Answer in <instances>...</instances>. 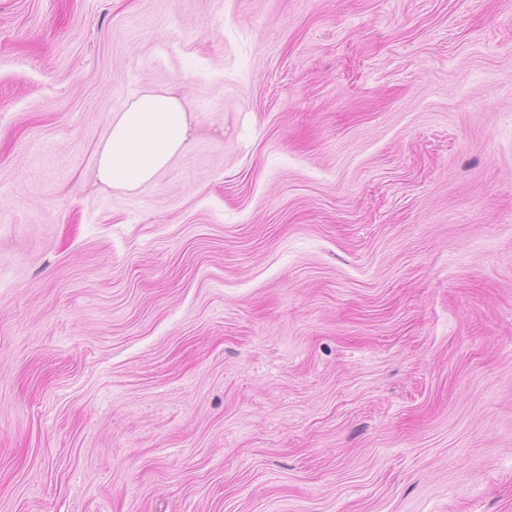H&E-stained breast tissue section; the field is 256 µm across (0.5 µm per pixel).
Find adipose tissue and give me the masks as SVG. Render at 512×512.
I'll use <instances>...</instances> for the list:
<instances>
[{
    "label": "adipose tissue",
    "instance_id": "obj_1",
    "mask_svg": "<svg viewBox=\"0 0 512 512\" xmlns=\"http://www.w3.org/2000/svg\"><path fill=\"white\" fill-rule=\"evenodd\" d=\"M191 135L181 100L167 92L146 91L112 119L98 151V181L134 190L149 183L185 147Z\"/></svg>",
    "mask_w": 512,
    "mask_h": 512
}]
</instances>
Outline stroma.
<instances>
[{
	"label": "stroma",
	"instance_id": "35a3bbf8",
	"mask_svg": "<svg viewBox=\"0 0 512 512\" xmlns=\"http://www.w3.org/2000/svg\"><path fill=\"white\" fill-rule=\"evenodd\" d=\"M0 512H512V0H0ZM191 135L188 112L169 92L146 91L112 118L98 151L95 177L134 190L149 183L185 147Z\"/></svg>",
	"mask_w": 512,
	"mask_h": 512
}]
</instances>
